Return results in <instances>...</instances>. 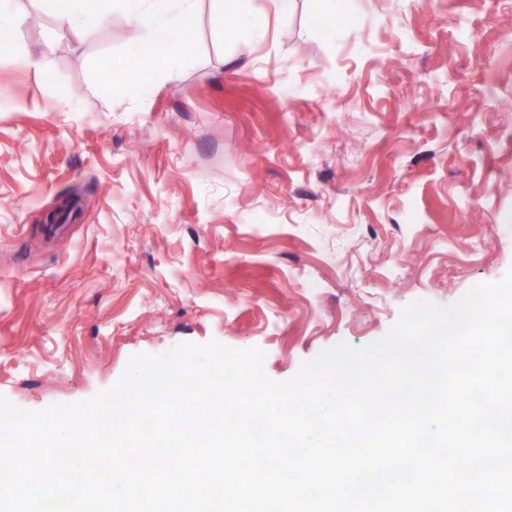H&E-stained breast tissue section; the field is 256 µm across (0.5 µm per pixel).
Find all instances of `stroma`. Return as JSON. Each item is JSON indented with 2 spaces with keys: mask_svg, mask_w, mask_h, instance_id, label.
<instances>
[{
  "mask_svg": "<svg viewBox=\"0 0 512 512\" xmlns=\"http://www.w3.org/2000/svg\"><path fill=\"white\" fill-rule=\"evenodd\" d=\"M198 0L173 79L103 0L0 27V396L41 412L216 341L276 381L512 268V0ZM76 203L67 222L45 213ZM81 5L79 7H59L57 8L55 18L57 24L67 29L75 37L82 38L88 35L91 29L88 24V18L95 15L102 18L99 10L101 1L99 0H79Z\"/></svg>",
  "mask_w": 512,
  "mask_h": 512,
  "instance_id": "obj_1",
  "label": "stroma"
}]
</instances>
